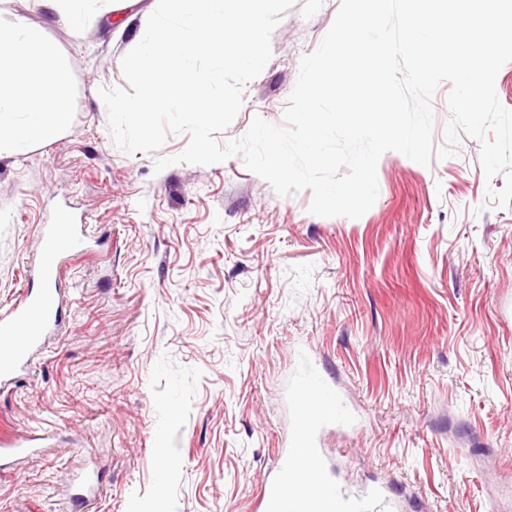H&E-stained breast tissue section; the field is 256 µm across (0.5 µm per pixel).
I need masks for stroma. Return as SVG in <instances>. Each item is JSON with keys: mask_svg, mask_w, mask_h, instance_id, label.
Instances as JSON below:
<instances>
[{"mask_svg": "<svg viewBox=\"0 0 512 512\" xmlns=\"http://www.w3.org/2000/svg\"><path fill=\"white\" fill-rule=\"evenodd\" d=\"M340 0H296L219 144L254 117L282 127L300 61ZM157 0H94L80 28L42 0H0L60 52L69 113L56 139L0 154V312L31 284L41 227L83 213L63 323L16 386L0 442L44 434L0 471V512H257L314 378L358 428L317 435L334 479L389 486L396 512H512V206L494 207L481 143L420 165L390 151L362 217H318L234 156L212 165L116 147L99 87H122L130 16ZM96 496L76 500L87 468Z\"/></svg>", "mask_w": 512, "mask_h": 512, "instance_id": "35a3bbf8", "label": "stroma"}]
</instances>
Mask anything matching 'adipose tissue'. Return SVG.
Here are the masks:
<instances>
[{
  "label": "adipose tissue",
  "mask_w": 512,
  "mask_h": 512,
  "mask_svg": "<svg viewBox=\"0 0 512 512\" xmlns=\"http://www.w3.org/2000/svg\"><path fill=\"white\" fill-rule=\"evenodd\" d=\"M67 119L58 49L24 17L0 21V150L25 154L50 141Z\"/></svg>",
  "instance_id": "obj_1"
}]
</instances>
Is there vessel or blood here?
<instances>
[{
	"label": "vessel or blood",
	"instance_id": "vessel-or-blood-1",
	"mask_svg": "<svg viewBox=\"0 0 512 512\" xmlns=\"http://www.w3.org/2000/svg\"><path fill=\"white\" fill-rule=\"evenodd\" d=\"M44 254L38 275L39 291H25L5 313L0 314V385L16 382L25 372L33 350L40 348L59 322L61 303L57 283L66 256L85 244L83 225L61 215L54 224L43 225ZM349 424L350 414L333 393H326L315 410L303 412L295 427V446L279 458L280 478L262 491L264 512H393L394 503L385 485L350 489L331 482L329 471L314 446L316 429L328 422Z\"/></svg>",
	"mask_w": 512,
	"mask_h": 512
}]
</instances>
